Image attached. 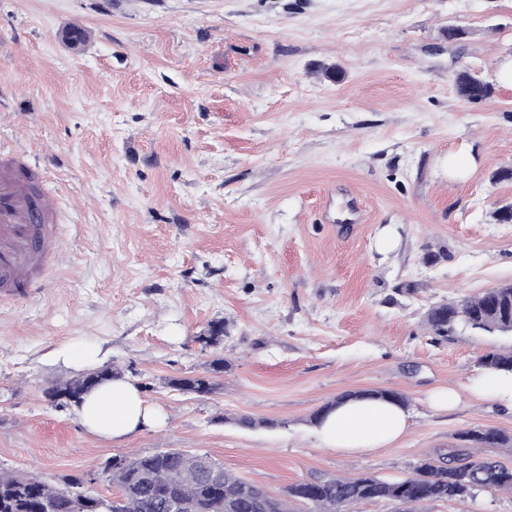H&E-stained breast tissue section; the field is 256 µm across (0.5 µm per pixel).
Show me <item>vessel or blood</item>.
<instances>
[{
  "label": "vessel or blood",
  "mask_w": 512,
  "mask_h": 512,
  "mask_svg": "<svg viewBox=\"0 0 512 512\" xmlns=\"http://www.w3.org/2000/svg\"><path fill=\"white\" fill-rule=\"evenodd\" d=\"M41 170L22 151H0V298L30 296L60 249L56 207L34 183Z\"/></svg>",
  "instance_id": "1"
}]
</instances>
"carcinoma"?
Here are the masks:
<instances>
[{
  "mask_svg": "<svg viewBox=\"0 0 512 512\" xmlns=\"http://www.w3.org/2000/svg\"><path fill=\"white\" fill-rule=\"evenodd\" d=\"M460 96L472 92L477 99L491 97L494 87L481 76L467 71L456 78ZM426 323L436 340H451L458 328L512 334V288H489L458 301L429 308ZM224 335V324L210 326L196 337L206 346H216ZM488 371L512 372V351H490L481 358ZM116 371L106 366L46 392L59 408L78 405L86 387L98 384ZM178 390L209 395L216 386L206 374L170 381ZM381 398L405 402L390 390L345 393L311 417L316 423L336 403L346 398ZM465 450L446 465L422 463L413 476L395 482L371 474L354 478L323 477L295 483L281 496L269 493L256 482L243 479L224 467L213 469L215 461L206 454L166 449L138 457H117L104 477L119 493L112 497V512H168L175 500L188 503L190 512H295L291 503L306 505L303 512H356L371 501L392 500L404 505L403 512H426V505L439 501L465 500L480 492L512 493V467L482 453L484 448L512 445V437L495 428L467 430L459 434ZM95 477L65 476L56 482L38 476L0 469V512H100L105 500L94 488Z\"/></svg>",
  "mask_w": 512,
  "mask_h": 512,
  "instance_id": "obj_1",
  "label": "carcinoma"
}]
</instances>
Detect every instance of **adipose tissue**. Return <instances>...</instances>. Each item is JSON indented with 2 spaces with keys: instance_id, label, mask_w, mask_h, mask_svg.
Returning <instances> with one entry per match:
<instances>
[{
  "instance_id": "adipose-tissue-1",
  "label": "adipose tissue",
  "mask_w": 512,
  "mask_h": 512,
  "mask_svg": "<svg viewBox=\"0 0 512 512\" xmlns=\"http://www.w3.org/2000/svg\"><path fill=\"white\" fill-rule=\"evenodd\" d=\"M80 419L88 433L112 442L164 422L161 412L147 402L139 388L119 375L87 391ZM408 419L406 409L395 401L350 400L330 411L317 424L316 432L324 448L365 453L401 438Z\"/></svg>"
}]
</instances>
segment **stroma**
<instances>
[{
	"mask_svg": "<svg viewBox=\"0 0 512 512\" xmlns=\"http://www.w3.org/2000/svg\"><path fill=\"white\" fill-rule=\"evenodd\" d=\"M507 59L512 0H0V146L45 161L61 237L37 292L0 300V467L55 481L172 448L280 495L407 478L469 429L512 436V404L469 389L512 338L436 343L425 321L512 282V224L493 219L512 203L494 177L512 166ZM462 70L493 96L459 97ZM82 340L162 427L112 443L48 400L76 376L49 353ZM220 357L214 393L170 387ZM381 389L407 400L402 438L319 444L314 412Z\"/></svg>",
	"mask_w": 512,
	"mask_h": 512,
	"instance_id": "obj_1",
	"label": "stroma"
}]
</instances>
